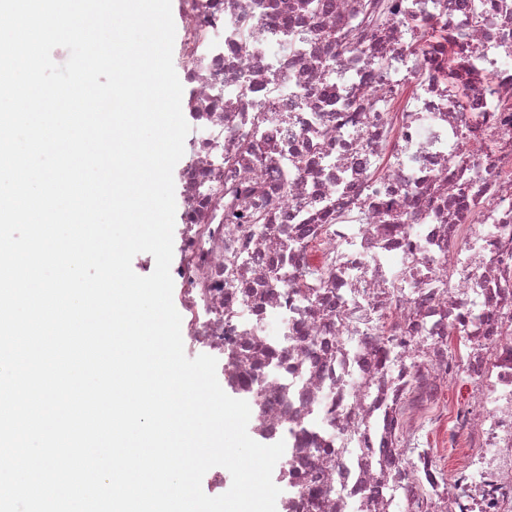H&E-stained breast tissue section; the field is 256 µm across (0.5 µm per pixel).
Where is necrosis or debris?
I'll list each match as a JSON object with an SVG mask.
<instances>
[{
  "label": "necrosis or debris",
  "mask_w": 512,
  "mask_h": 512,
  "mask_svg": "<svg viewBox=\"0 0 512 512\" xmlns=\"http://www.w3.org/2000/svg\"><path fill=\"white\" fill-rule=\"evenodd\" d=\"M306 2L179 0L183 339L282 512H512V0Z\"/></svg>",
  "instance_id": "obj_1"
}]
</instances>
